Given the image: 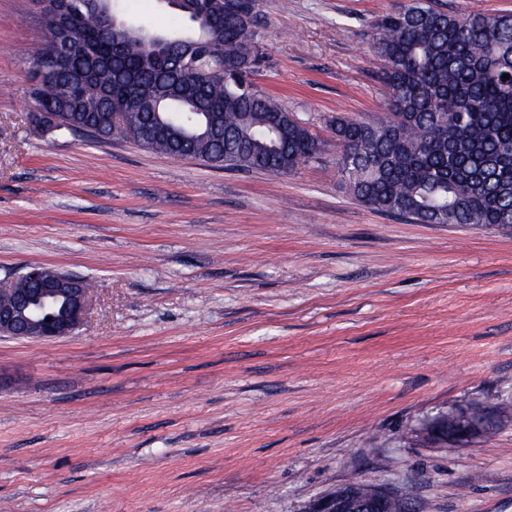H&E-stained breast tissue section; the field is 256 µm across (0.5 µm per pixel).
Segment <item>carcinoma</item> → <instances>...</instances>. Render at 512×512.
Returning <instances> with one entry per match:
<instances>
[{
	"label": "carcinoma",
	"mask_w": 512,
	"mask_h": 512,
	"mask_svg": "<svg viewBox=\"0 0 512 512\" xmlns=\"http://www.w3.org/2000/svg\"><path fill=\"white\" fill-rule=\"evenodd\" d=\"M73 51L33 88L38 115L57 129L114 135L112 105L134 124L155 117L159 134L138 145L212 167L291 173L321 152L305 125L258 89L265 60L255 4L238 0L224 31L201 43L190 67L160 58L133 34L112 57V32L87 0H66ZM208 0L179 9L193 42L208 27ZM370 48L383 63L387 116L336 118V166L351 196L419 224L512 228V14L450 13L437 0H404L374 25ZM512 404L440 418L457 440L462 427L492 437Z\"/></svg>",
	"instance_id": "cac0c4a2"
}]
</instances>
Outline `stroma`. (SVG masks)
I'll use <instances>...</instances> for the list:
<instances>
[{
  "label": "stroma",
  "mask_w": 512,
  "mask_h": 512,
  "mask_svg": "<svg viewBox=\"0 0 512 512\" xmlns=\"http://www.w3.org/2000/svg\"><path fill=\"white\" fill-rule=\"evenodd\" d=\"M399 4L256 0L254 81L323 144L271 174L37 126L41 6L0 0V281L92 284L73 335H0V512H305L354 474L427 512H512V421L406 436L512 402V230L398 220L337 174L333 119L386 113L368 36Z\"/></svg>",
  "instance_id": "stroma-1"
}]
</instances>
